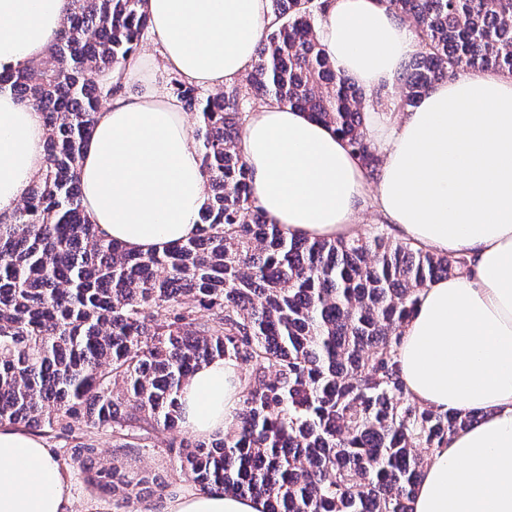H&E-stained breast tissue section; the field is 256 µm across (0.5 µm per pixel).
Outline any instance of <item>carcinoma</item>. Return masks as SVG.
Returning a JSON list of instances; mask_svg holds the SVG:
<instances>
[{"mask_svg":"<svg viewBox=\"0 0 512 512\" xmlns=\"http://www.w3.org/2000/svg\"><path fill=\"white\" fill-rule=\"evenodd\" d=\"M412 24L421 55L404 65L400 108L439 81L512 75V0H382ZM42 62L0 72L48 130L46 168L0 221V424L77 449L97 429L117 452L149 447L177 427L185 379L222 356L250 364L233 430L179 443L178 476L203 491L265 501V512H409L426 459L480 412L411 400L397 348L421 291L467 269L395 240L290 236L254 197L240 150L245 108L276 101L334 128L375 179L364 135L384 101L336 70L315 35L328 0H270L247 87L204 94L169 86L196 113L208 202L197 235L162 254L127 251L89 222L78 168L105 95L100 76L131 59L149 33L143 0H66ZM88 481L115 512L165 496L149 473L98 465Z\"/></svg>","mask_w":512,"mask_h":512,"instance_id":"obj_1","label":"carcinoma"}]
</instances>
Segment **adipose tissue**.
<instances>
[{"instance_id":"ef3b65f1","label":"adipose tissue","mask_w":512,"mask_h":512,"mask_svg":"<svg viewBox=\"0 0 512 512\" xmlns=\"http://www.w3.org/2000/svg\"><path fill=\"white\" fill-rule=\"evenodd\" d=\"M66 0H0V71L48 55ZM161 61L135 57L138 95L118 93L95 119L79 163L91 223L132 251L192 238L207 198L190 115L163 83L176 72L202 89L239 82L270 20L269 0H144ZM350 80L392 89L415 51L412 28L381 0H332L316 30ZM383 160L376 188L332 128L269 102L246 113L241 152L260 208L288 234L350 236L365 197L405 240L465 256L469 270L428 285L398 346L407 394L440 411L482 410L429 454L412 512H512V76L435 84L407 112L368 130ZM36 112L0 92V220L46 165ZM239 367L214 358L184 384L183 426L215 438L236 424ZM68 471L44 442L0 424V512H72ZM262 501L198 489L165 512H264Z\"/></svg>"}]
</instances>
